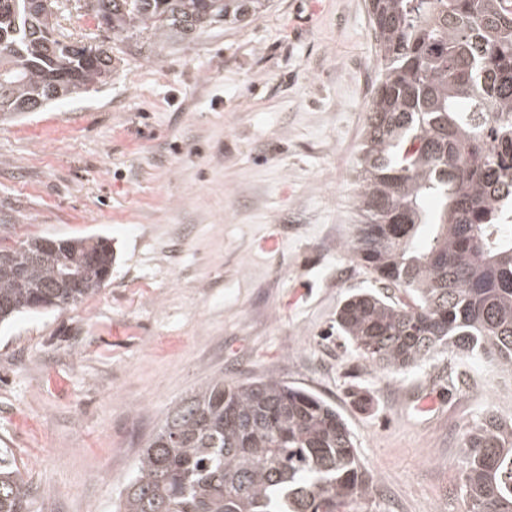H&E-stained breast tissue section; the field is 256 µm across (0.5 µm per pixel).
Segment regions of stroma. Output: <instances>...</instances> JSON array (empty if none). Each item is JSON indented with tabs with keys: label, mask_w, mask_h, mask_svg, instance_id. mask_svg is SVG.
Returning a JSON list of instances; mask_svg holds the SVG:
<instances>
[{
	"label": "stroma",
	"mask_w": 512,
	"mask_h": 512,
	"mask_svg": "<svg viewBox=\"0 0 512 512\" xmlns=\"http://www.w3.org/2000/svg\"><path fill=\"white\" fill-rule=\"evenodd\" d=\"M55 21L112 76L0 121V249L103 235L115 261L81 303L0 323V448L31 512H113L145 440L216 375L335 405L375 480L359 512H465L463 433L498 410L481 366L389 374L336 334L375 285L348 248L369 0H269L189 41L113 40L78 0Z\"/></svg>",
	"instance_id": "stroma-1"
}]
</instances>
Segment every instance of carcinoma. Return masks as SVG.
Segmentation results:
<instances>
[{
    "instance_id": "carcinoma-1",
    "label": "carcinoma",
    "mask_w": 512,
    "mask_h": 512,
    "mask_svg": "<svg viewBox=\"0 0 512 512\" xmlns=\"http://www.w3.org/2000/svg\"><path fill=\"white\" fill-rule=\"evenodd\" d=\"M112 36L185 40L256 14L266 0H94ZM377 57L351 252L385 291L337 312L356 354L400 374L448 351L512 375V0H370ZM112 56L55 35L41 0H0V116L105 81ZM44 238L0 264V323L68 306L110 277L102 236L51 238L79 287L36 261ZM467 512H512V424L464 433ZM373 476L334 406L272 378L214 376L171 408L142 447L115 512H358ZM31 488L0 457V512H30Z\"/></svg>"
}]
</instances>
